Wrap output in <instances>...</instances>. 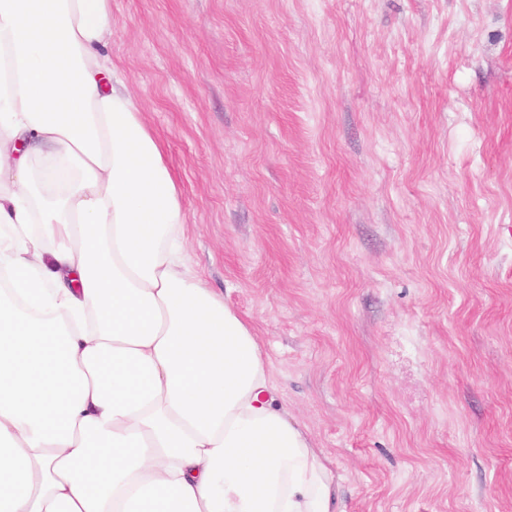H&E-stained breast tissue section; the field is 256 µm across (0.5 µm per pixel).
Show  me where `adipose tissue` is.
I'll list each match as a JSON object with an SVG mask.
<instances>
[{
	"mask_svg": "<svg viewBox=\"0 0 512 512\" xmlns=\"http://www.w3.org/2000/svg\"><path fill=\"white\" fill-rule=\"evenodd\" d=\"M111 36L112 0H0V512H340Z\"/></svg>",
	"mask_w": 512,
	"mask_h": 512,
	"instance_id": "adipose-tissue-1",
	"label": "adipose tissue"
}]
</instances>
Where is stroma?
<instances>
[{
  "mask_svg": "<svg viewBox=\"0 0 512 512\" xmlns=\"http://www.w3.org/2000/svg\"><path fill=\"white\" fill-rule=\"evenodd\" d=\"M108 53L342 512H512V0H112Z\"/></svg>",
  "mask_w": 512,
  "mask_h": 512,
  "instance_id": "stroma-1",
  "label": "stroma"
}]
</instances>
